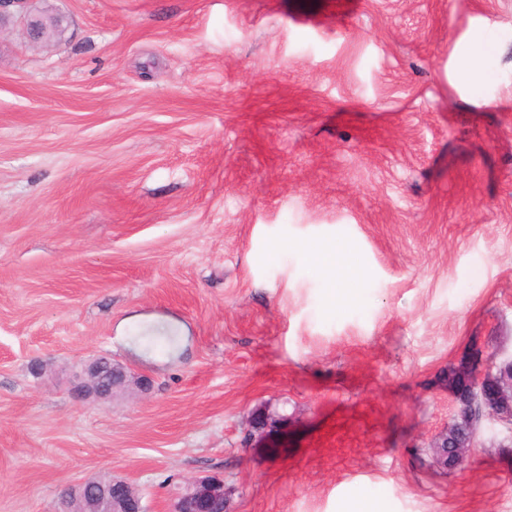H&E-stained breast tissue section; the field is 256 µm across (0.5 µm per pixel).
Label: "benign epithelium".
Wrapping results in <instances>:
<instances>
[{"instance_id": "7a95c632", "label": "benign epithelium", "mask_w": 512, "mask_h": 512, "mask_svg": "<svg viewBox=\"0 0 512 512\" xmlns=\"http://www.w3.org/2000/svg\"><path fill=\"white\" fill-rule=\"evenodd\" d=\"M21 23L33 44L47 35L62 37L68 20L63 14H21ZM150 379L131 371L124 364L106 357L92 359L72 383V394L79 401L107 402L114 393L124 390L145 392ZM465 397L475 416L471 433L448 441L449 431L442 432L430 446L436 464L457 466L466 461L470 448L485 422H500L512 433V355L493 356L488 372L481 379L463 375L456 386L454 402ZM224 479L214 474L185 482L173 496L171 512H224ZM80 502L81 512H145L142 495L123 478L99 476L69 487L68 496L60 499L52 512H70V504Z\"/></svg>"}]
</instances>
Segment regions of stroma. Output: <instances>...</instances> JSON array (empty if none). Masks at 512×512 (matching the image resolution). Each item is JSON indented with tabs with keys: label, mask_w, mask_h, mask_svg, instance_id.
<instances>
[{
	"label": "stroma",
	"mask_w": 512,
	"mask_h": 512,
	"mask_svg": "<svg viewBox=\"0 0 512 512\" xmlns=\"http://www.w3.org/2000/svg\"><path fill=\"white\" fill-rule=\"evenodd\" d=\"M30 6L70 26L0 23V512L105 474L147 512L210 474L227 512H512L511 435L429 451L512 354V0ZM332 241L342 311L295 249ZM97 356L151 389L76 401ZM21 23L29 41L33 44H38L49 34L61 38L68 26V20L63 14L32 13L29 11L21 14Z\"/></svg>",
	"instance_id": "35a3bbf8"
}]
</instances>
